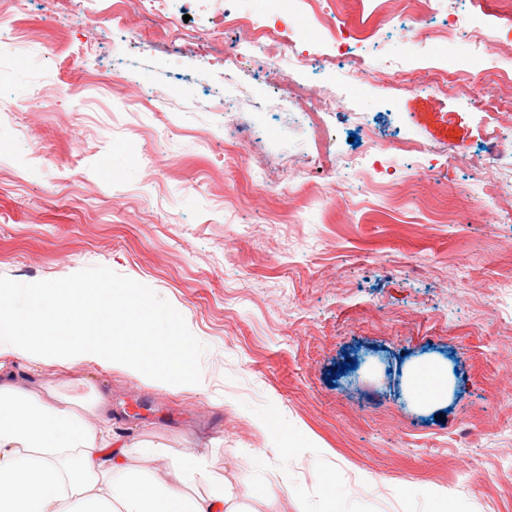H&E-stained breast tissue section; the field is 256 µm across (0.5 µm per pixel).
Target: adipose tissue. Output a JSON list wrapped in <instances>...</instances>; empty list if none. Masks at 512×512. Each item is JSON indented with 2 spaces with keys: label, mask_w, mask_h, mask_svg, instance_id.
I'll list each match as a JSON object with an SVG mask.
<instances>
[{
  "label": "adipose tissue",
  "mask_w": 512,
  "mask_h": 512,
  "mask_svg": "<svg viewBox=\"0 0 512 512\" xmlns=\"http://www.w3.org/2000/svg\"><path fill=\"white\" fill-rule=\"evenodd\" d=\"M125 299V289L104 286L86 300L49 288L0 289V512H251L249 483L215 478L200 457L175 458L154 446L146 456L172 459L181 480L132 475L131 448L112 445L104 395L49 405L19 381V360L34 368L86 363L143 373L160 355L153 338L116 329ZM60 314L79 336L53 334ZM91 414L97 423L88 422Z\"/></svg>",
  "instance_id": "ef3b65f1"
}]
</instances>
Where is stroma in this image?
<instances>
[{"instance_id": "35a3bbf8", "label": "stroma", "mask_w": 512, "mask_h": 512, "mask_svg": "<svg viewBox=\"0 0 512 512\" xmlns=\"http://www.w3.org/2000/svg\"><path fill=\"white\" fill-rule=\"evenodd\" d=\"M435 5L419 41L354 52L422 81L444 67L512 71V57L431 35L452 8L512 33V0ZM218 6L314 32L297 0H170L164 13L129 0L118 28L107 0L0 9V284L126 289L127 335L196 340L205 385L86 364L33 374L21 362L19 376L48 403L108 396L118 442L248 478L253 512L282 481L274 512H512V222L474 221L487 202L462 163L488 151L481 111L296 71L333 103L339 161L361 156L353 140L371 129L433 149L385 153L381 187L346 182L327 198L336 174L308 166L315 145L275 69L255 55L225 63L234 35L212 44ZM448 144L459 162L439 154ZM297 165L302 191L289 187ZM167 313L178 321L159 328ZM425 367L447 394L423 404L412 376Z\"/></svg>"}]
</instances>
